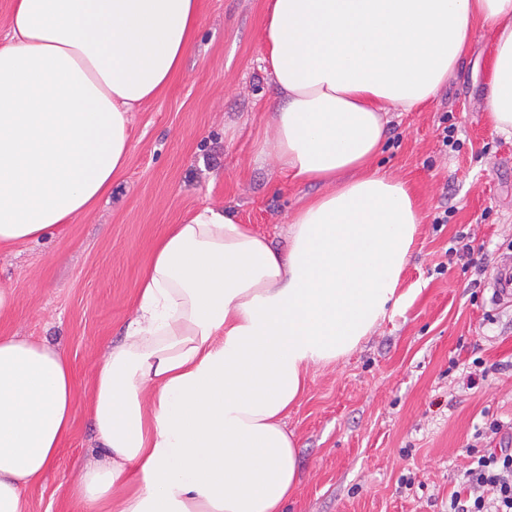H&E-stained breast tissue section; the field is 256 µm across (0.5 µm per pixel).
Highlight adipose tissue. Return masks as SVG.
<instances>
[{"label":"adipose tissue","instance_id":"obj_1","mask_svg":"<svg viewBox=\"0 0 512 512\" xmlns=\"http://www.w3.org/2000/svg\"><path fill=\"white\" fill-rule=\"evenodd\" d=\"M479 24L494 34L487 116L512 136V0H267L280 104L260 153L323 190L284 251L213 204L159 238L95 372L97 455L71 489L85 512H285L299 483L285 420L307 370L369 336L414 250L410 188L371 165L386 116L434 97ZM200 25V0H14L0 247L54 236L111 191L131 112L168 88ZM74 420L65 354L0 336V512H29Z\"/></svg>","mask_w":512,"mask_h":512}]
</instances>
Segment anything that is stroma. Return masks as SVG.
<instances>
[{
	"instance_id": "obj_1",
	"label": "stroma",
	"mask_w": 512,
	"mask_h": 512,
	"mask_svg": "<svg viewBox=\"0 0 512 512\" xmlns=\"http://www.w3.org/2000/svg\"><path fill=\"white\" fill-rule=\"evenodd\" d=\"M265 5L201 0L182 70L132 117L127 168L109 196L50 239L0 248V286L15 295L0 334L57 346L76 381L73 432L30 486V512H81L71 487L96 445L93 375L123 340L167 227L212 203L282 247L290 216L319 191L259 158L278 103L261 67ZM492 62V34L476 28L438 94L390 115L375 163L410 187L422 216L403 300L348 357L310 367L287 419L300 469L287 512H448L475 431L495 420L512 438V305L493 306L488 289L472 285L512 242V138L493 130L484 101ZM442 214L447 223H436ZM463 229L482 245L485 271L448 256ZM477 358L490 371L472 384Z\"/></svg>"
}]
</instances>
